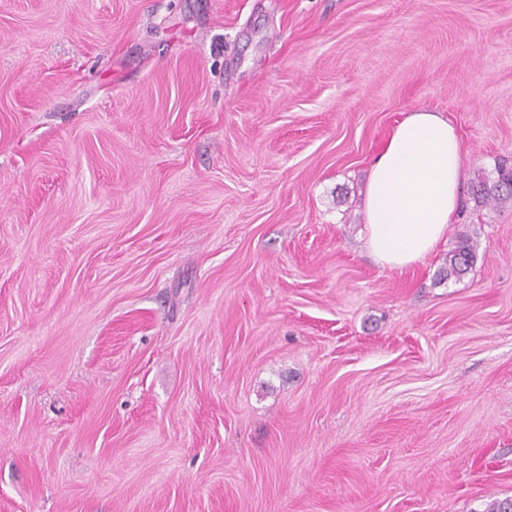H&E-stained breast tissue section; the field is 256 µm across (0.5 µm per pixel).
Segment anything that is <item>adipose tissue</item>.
<instances>
[{
  "instance_id": "obj_1",
  "label": "adipose tissue",
  "mask_w": 512,
  "mask_h": 512,
  "mask_svg": "<svg viewBox=\"0 0 512 512\" xmlns=\"http://www.w3.org/2000/svg\"><path fill=\"white\" fill-rule=\"evenodd\" d=\"M462 159L446 113H403L370 166L364 200L366 243L378 266L408 269L445 239L461 210Z\"/></svg>"
}]
</instances>
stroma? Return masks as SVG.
<instances>
[{
    "mask_svg": "<svg viewBox=\"0 0 512 512\" xmlns=\"http://www.w3.org/2000/svg\"><path fill=\"white\" fill-rule=\"evenodd\" d=\"M421 107L512 161V0H0V512L512 498V206L362 239ZM477 244L468 234H460L456 246L448 252L440 276L444 278L457 277L468 273L476 259Z\"/></svg>",
    "mask_w": 512,
    "mask_h": 512,
    "instance_id": "stroma-1",
    "label": "stroma"
}]
</instances>
